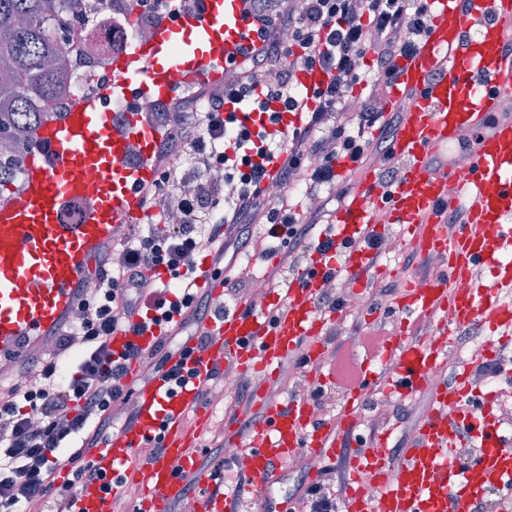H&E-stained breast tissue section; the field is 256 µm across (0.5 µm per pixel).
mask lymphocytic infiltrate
Here are the masks:
<instances>
[{
    "label": "lymphocytic infiltrate",
    "instance_id": "1",
    "mask_svg": "<svg viewBox=\"0 0 512 512\" xmlns=\"http://www.w3.org/2000/svg\"><path fill=\"white\" fill-rule=\"evenodd\" d=\"M252 35L237 49L225 77L195 83L155 101L148 112L161 137L145 160L155 172L138 186L152 230L129 225L117 251L100 253L95 272L86 274L74 295L82 323L69 317L51 328L54 336H79L75 370L41 362L39 384L0 386V512H73L72 490L98 480L87 457L116 428L112 411L127 405L132 389L124 378L138 350L114 352V330L142 334L157 329L149 358L151 376L173 388L186 383L182 362L206 346L177 343L184 330L217 315L208 293L197 284L196 255L212 249L214 274L222 275L226 251H247L273 262L275 273L296 274L312 251L331 243L320 235L332 212L293 201L336 184V162L349 158L350 176L376 166L381 180L395 184L402 163L389 140L402 109L387 95L399 63L427 35L429 0H245ZM321 69L329 80L314 90L298 82L302 71ZM258 114L257 129L224 112L228 101ZM302 112L300 126L273 133L282 113ZM276 174H268L270 162ZM279 193L267 198L269 186ZM262 225L254 237L253 225ZM164 269L167 285L152 283L150 271ZM67 469L66 496L52 499L56 474Z\"/></svg>",
    "mask_w": 512,
    "mask_h": 512
}]
</instances>
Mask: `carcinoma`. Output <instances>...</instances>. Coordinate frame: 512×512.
<instances>
[{
	"label": "carcinoma",
	"mask_w": 512,
	"mask_h": 512,
	"mask_svg": "<svg viewBox=\"0 0 512 512\" xmlns=\"http://www.w3.org/2000/svg\"><path fill=\"white\" fill-rule=\"evenodd\" d=\"M81 0H0V133L14 145L54 120L44 102L67 84L64 70L46 65L68 52L51 35L59 13L76 9ZM27 153L0 156V205L8 202L17 171Z\"/></svg>",
	"instance_id": "carcinoma-1"
}]
</instances>
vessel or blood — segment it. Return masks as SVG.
I'll return each instance as SVG.
<instances>
[{"label": "vessel or blood", "mask_w": 512, "mask_h": 512, "mask_svg": "<svg viewBox=\"0 0 512 512\" xmlns=\"http://www.w3.org/2000/svg\"><path fill=\"white\" fill-rule=\"evenodd\" d=\"M430 32L409 57L391 100L407 103L402 125L390 145L404 163L395 187L383 184L375 169L365 170L358 185L331 218L332 237L348 242L342 261L313 253L305 268L273 294L276 320L265 312L237 309L207 318L200 329L208 343L195 355L196 376L177 394H170L159 377L139 384L143 364L131 362L128 380L134 392L136 423L113 432L91 456L103 483L81 487L78 512H111L118 498L138 499L142 512H170L180 502L188 481L209 483L192 452L208 427V415L197 395L214 364L233 360L238 372L258 377L305 348L309 365L322 364L329 316L315 305L327 271L341 270L354 284L369 272L384 273L372 253L351 247L364 229L376 228L378 213L401 225L411 241L443 258L446 270L429 279L415 278L396 308L403 319L384 357L396 368L386 383L390 391L408 397L423 390L448 346L449 323L487 327L495 339L512 336V0H431ZM243 0H202L193 16L160 20L145 42L115 55L111 81L93 99L77 98L62 120L42 126L35 134L40 149L31 154L21 190L0 206V353L12 350L23 337L52 326L72 307V288L99 245L114 235L119 223L142 221L147 207L138 185L152 181L153 172L130 163L131 148L151 155L159 131L144 113L119 114L112 107L136 98L160 100L184 83L219 77L235 46L246 44L248 22ZM467 133L477 134L473 152L461 164L434 172L431 160ZM52 158H45L43 148ZM91 205L82 224H64L59 213L67 202ZM465 204L464 222L448 230L436 213L439 204ZM451 321H443V313ZM432 320V340L408 333L410 317ZM368 365L358 364V384L346 392L337 419L316 423L308 401H268L255 394L260 411L247 440L230 433L231 444L246 443L253 466L246 486L254 498L269 504L273 469L288 462L294 451L339 447L337 432L351 428L364 400ZM467 373L454 387L432 396L433 411L417 428L407 450L405 478L391 482L386 467V443L361 455L354 468L369 472L382 489L381 499L357 487L346 497L344 512H470L490 483L503 480L512 490V456L498 452L501 436L484 424L478 435L484 454L459 467L458 435L442 412L462 398ZM161 447L143 462L133 456L151 438ZM239 493L202 497L194 512H239Z\"/></svg>", "instance_id": "vessel-or-blood-1"}]
</instances>
